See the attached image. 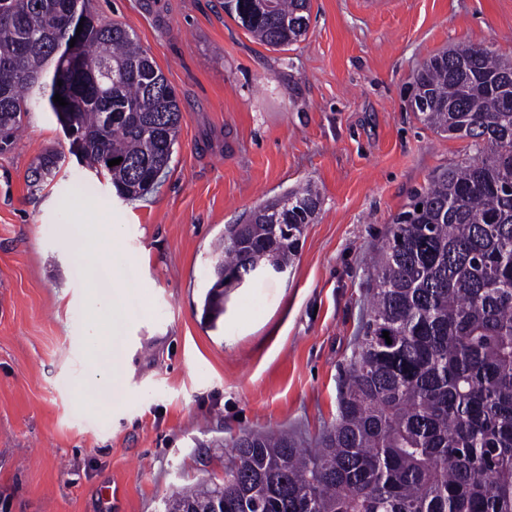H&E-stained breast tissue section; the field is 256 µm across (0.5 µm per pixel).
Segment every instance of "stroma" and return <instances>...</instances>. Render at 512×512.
I'll return each instance as SVG.
<instances>
[{"instance_id": "35a3bbf8", "label": "stroma", "mask_w": 512, "mask_h": 512, "mask_svg": "<svg viewBox=\"0 0 512 512\" xmlns=\"http://www.w3.org/2000/svg\"><path fill=\"white\" fill-rule=\"evenodd\" d=\"M95 7L175 89L179 141L135 201L77 162L53 113H29L0 154V512H157L177 488L223 479L242 431L315 443L336 417L388 226L473 154L413 112L418 70L462 43L512 58V0H311L306 38L283 50L224 0ZM50 151L58 175L31 187ZM307 181L322 204L292 266L225 289L223 314L204 320L225 225ZM87 212L118 234L81 253ZM92 286L115 291L113 399L98 410L74 394Z\"/></svg>"}]
</instances>
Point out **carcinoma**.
<instances>
[{
    "mask_svg": "<svg viewBox=\"0 0 512 512\" xmlns=\"http://www.w3.org/2000/svg\"><path fill=\"white\" fill-rule=\"evenodd\" d=\"M67 2L0 0V153L44 99L78 161L118 197H142L178 144L176 92L126 25L91 0H75L70 15ZM310 9L224 0L274 49L306 36ZM411 106L432 131L471 140L474 156L442 170L389 225L334 423L313 448L286 432L234 438L224 512H512V60L473 45L435 55ZM59 170L47 153L33 186ZM320 206L306 184L225 225L215 249L224 286L269 266L284 272ZM215 491L198 482L168 500L181 512Z\"/></svg>",
    "mask_w": 512,
    "mask_h": 512,
    "instance_id": "1",
    "label": "carcinoma"
}]
</instances>
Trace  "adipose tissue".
Wrapping results in <instances>:
<instances>
[{"label": "adipose tissue", "mask_w": 512, "mask_h": 512, "mask_svg": "<svg viewBox=\"0 0 512 512\" xmlns=\"http://www.w3.org/2000/svg\"><path fill=\"white\" fill-rule=\"evenodd\" d=\"M91 315L95 320L94 338L99 352L88 362V375L76 388L81 401L98 406L108 401L112 391V378L102 372V356L108 353L112 339V299L103 294H92Z\"/></svg>", "instance_id": "1"}]
</instances>
